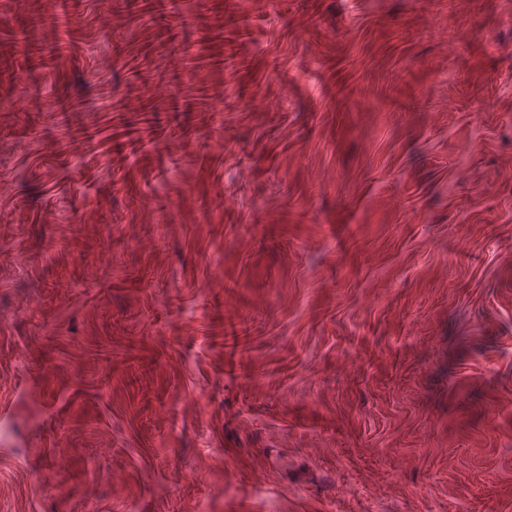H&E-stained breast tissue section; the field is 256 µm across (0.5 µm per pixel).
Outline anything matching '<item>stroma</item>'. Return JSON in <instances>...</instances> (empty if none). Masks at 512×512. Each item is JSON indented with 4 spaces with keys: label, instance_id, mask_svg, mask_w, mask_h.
<instances>
[{
    "label": "stroma",
    "instance_id": "stroma-1",
    "mask_svg": "<svg viewBox=\"0 0 512 512\" xmlns=\"http://www.w3.org/2000/svg\"><path fill=\"white\" fill-rule=\"evenodd\" d=\"M1 99L0 512H512V0H13Z\"/></svg>",
    "mask_w": 512,
    "mask_h": 512
}]
</instances>
